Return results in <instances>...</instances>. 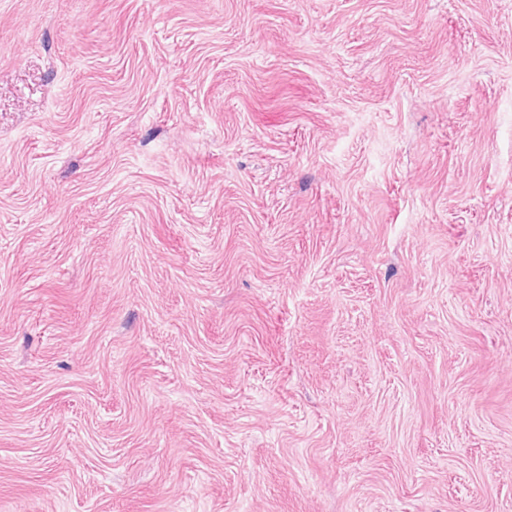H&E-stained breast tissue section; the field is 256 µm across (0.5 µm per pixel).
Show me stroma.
I'll use <instances>...</instances> for the list:
<instances>
[{
    "label": "stroma",
    "mask_w": 512,
    "mask_h": 512,
    "mask_svg": "<svg viewBox=\"0 0 512 512\" xmlns=\"http://www.w3.org/2000/svg\"><path fill=\"white\" fill-rule=\"evenodd\" d=\"M0 512H512V0H0Z\"/></svg>",
    "instance_id": "obj_1"
}]
</instances>
